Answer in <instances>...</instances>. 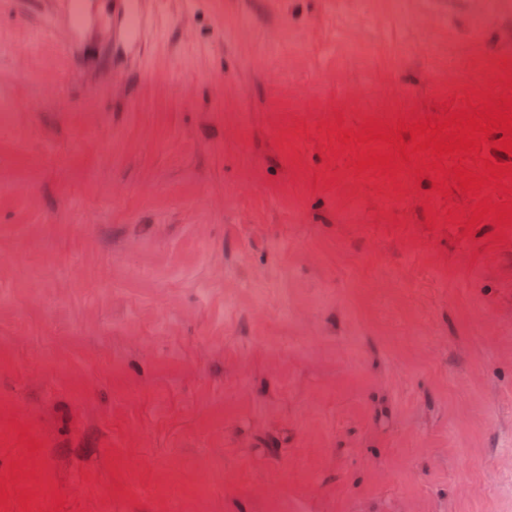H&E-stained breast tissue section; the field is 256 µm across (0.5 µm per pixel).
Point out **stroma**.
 <instances>
[{"instance_id": "stroma-1", "label": "stroma", "mask_w": 512, "mask_h": 512, "mask_svg": "<svg viewBox=\"0 0 512 512\" xmlns=\"http://www.w3.org/2000/svg\"><path fill=\"white\" fill-rule=\"evenodd\" d=\"M468 2L153 0L131 50L0 0V512H512V176L331 132L512 92Z\"/></svg>"}]
</instances>
